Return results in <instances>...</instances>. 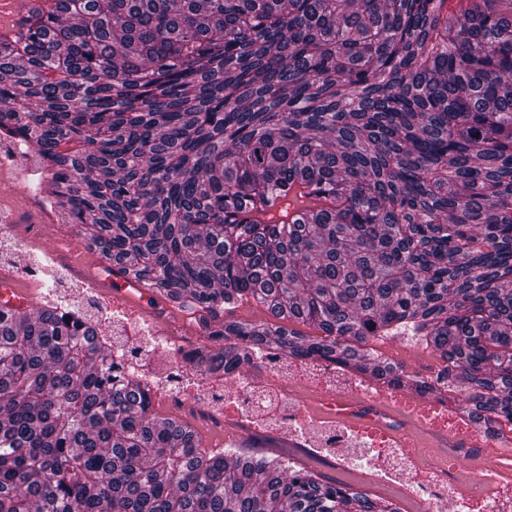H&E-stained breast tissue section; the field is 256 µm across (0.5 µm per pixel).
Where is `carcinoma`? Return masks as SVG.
<instances>
[{
	"mask_svg": "<svg viewBox=\"0 0 512 512\" xmlns=\"http://www.w3.org/2000/svg\"><path fill=\"white\" fill-rule=\"evenodd\" d=\"M0 136L118 273L220 351L399 386L409 336L512 422V0H44L0 38ZM322 208L271 224L276 200ZM317 327L223 321L243 300ZM79 309L0 307V512H399L279 456L204 448Z\"/></svg>",
	"mask_w": 512,
	"mask_h": 512,
	"instance_id": "1",
	"label": "carcinoma"
}]
</instances>
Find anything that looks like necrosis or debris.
<instances>
[{"label":"necrosis or debris","mask_w":512,"mask_h":512,"mask_svg":"<svg viewBox=\"0 0 512 512\" xmlns=\"http://www.w3.org/2000/svg\"><path fill=\"white\" fill-rule=\"evenodd\" d=\"M13 211L0 206V251L18 259V272L26 278L39 276L35 263L23 262L28 244L15 236ZM183 337L161 334L154 348L164 368L151 386L152 401L167 404L172 410L194 416L227 437L238 435L244 422L271 425L292 436L305 428V413L296 399L300 387L312 384L321 395L333 423L324 425L318 441L320 448L344 453L357 446L366 449L358 464L364 470H376L401 480L408 495L416 501L418 512H445L454 503L456 512H512V424L502 434L482 432L465 414L449 417L440 405L421 407L404 400L397 388L384 390L344 376L320 359L287 361L265 350L254 351L250 360L260 366V374L240 364L231 370L197 369L183 353ZM235 382L236 406L233 412L223 407L224 379ZM386 398L425 433L448 437L449 460L462 464L488 454L493 463L479 470L472 484L460 485L449 468L428 464L421 470L411 468L424 445L412 432L391 434L374 407Z\"/></svg>","instance_id":"necrosis-or-debris-1"}]
</instances>
